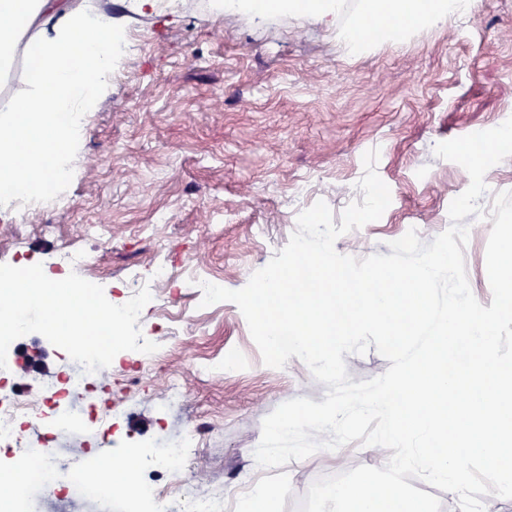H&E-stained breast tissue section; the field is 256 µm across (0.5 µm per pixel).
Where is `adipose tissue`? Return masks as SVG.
Returning <instances> with one entry per match:
<instances>
[{
    "label": "adipose tissue",
    "mask_w": 512,
    "mask_h": 512,
    "mask_svg": "<svg viewBox=\"0 0 512 512\" xmlns=\"http://www.w3.org/2000/svg\"><path fill=\"white\" fill-rule=\"evenodd\" d=\"M363 6L366 14L397 18L398 27L379 36L398 41L407 27L466 12L470 0H433L427 13L417 0H363ZM111 25V16L92 9L87 0H0V75L11 71L22 43L30 71L7 108L8 123L0 124V178L9 192L23 193L43 182L44 152L68 164L74 137L50 129V119L63 110L85 111L105 91L121 43ZM102 27L109 30L103 39L96 35Z\"/></svg>",
    "instance_id": "1"
}]
</instances>
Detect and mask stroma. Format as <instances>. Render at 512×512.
<instances>
[{
	"mask_svg": "<svg viewBox=\"0 0 512 512\" xmlns=\"http://www.w3.org/2000/svg\"><path fill=\"white\" fill-rule=\"evenodd\" d=\"M91 2L110 13L126 48L74 141L72 177L56 204L0 228V264L21 257L57 273L68 254H89L90 276L116 300L148 283L153 264H167L175 284L144 312L160 326L156 360L130 378L112 365L94 379L118 428L113 459L134 444L163 447L202 423L169 485L173 501L220 495L239 512L248 492L281 487L277 512H299L314 481L377 462V447L355 440L260 468L264 418L297 397L324 401L327 387L297 357L266 366L237 305L201 306L183 282L216 276L225 288L244 287L286 246L300 212L322 200L338 217L357 199L371 149L391 203L379 220L340 236L336 251L386 255L409 229L427 244L448 229L449 205L470 177L434 148L512 117V0H476L471 13L352 55L336 31L356 21L360 0H344L330 25L291 11L217 13L211 0L153 13L136 0ZM464 222L467 278L487 307L493 224L472 215ZM90 224L99 232L88 233ZM17 344L10 387L22 398L38 400L73 369L41 334ZM176 378L189 391L173 405Z\"/></svg>",
	"mask_w": 512,
	"mask_h": 512,
	"instance_id": "35a3bbf8",
	"label": "stroma"
}]
</instances>
